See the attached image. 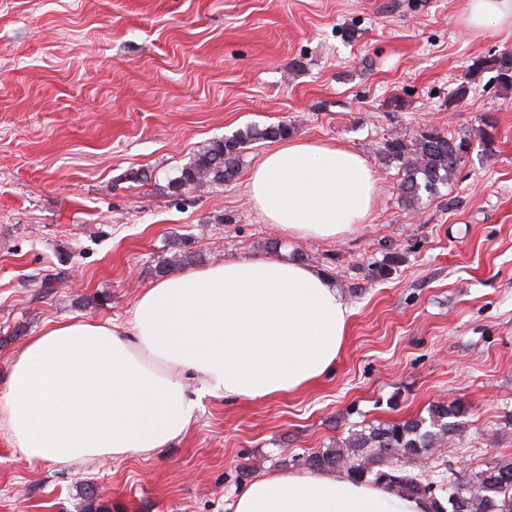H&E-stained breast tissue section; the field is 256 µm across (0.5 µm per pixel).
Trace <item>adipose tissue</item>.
I'll return each mask as SVG.
<instances>
[{
  "label": "adipose tissue",
  "instance_id": "ef3b65f1",
  "mask_svg": "<svg viewBox=\"0 0 512 512\" xmlns=\"http://www.w3.org/2000/svg\"><path fill=\"white\" fill-rule=\"evenodd\" d=\"M378 179L358 153L290 139L252 169L246 192L294 239L346 238ZM351 310L319 270L227 259L157 282L124 322L51 323L0 383V430L32 464L152 456L187 431L199 397L272 398L331 370ZM233 512H430L427 499L333 472L263 474Z\"/></svg>",
  "mask_w": 512,
  "mask_h": 512
}]
</instances>
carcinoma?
Masks as SVG:
<instances>
[{"label": "carcinoma", "instance_id": "carcinoma-1", "mask_svg": "<svg viewBox=\"0 0 512 512\" xmlns=\"http://www.w3.org/2000/svg\"><path fill=\"white\" fill-rule=\"evenodd\" d=\"M495 72L498 85L512 90V50H503L482 60L468 72L455 90L458 100L465 98L483 70ZM495 117L488 114L481 122L479 140L486 147L494 144ZM296 127L287 122L261 130L248 127L231 136L207 141L168 181L167 188L175 194L193 190L200 185L222 186L236 179L247 145L257 140L280 141L294 134ZM471 139L456 138L435 127L416 131L408 140L399 135L383 142V159L397 165L400 175L399 199L414 207L422 196H435L441 185L449 183L469 156ZM395 252L385 261L370 268L374 280L389 277L400 264ZM467 410L457 401L438 403L429 410V417L404 422L381 423L354 432L336 443V447L308 455L304 465L313 469H343L353 480H366L408 496L425 497L431 512H512V461L496 463L468 480L442 475L427 479L407 468L406 463L423 456L433 448L460 437ZM375 459L389 461L388 468L376 470Z\"/></svg>", "mask_w": 512, "mask_h": 512}]
</instances>
